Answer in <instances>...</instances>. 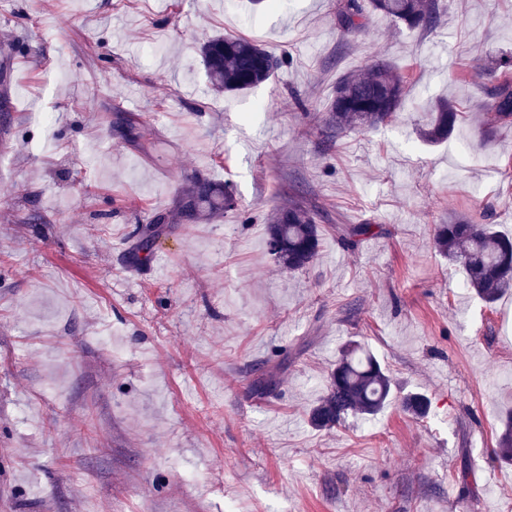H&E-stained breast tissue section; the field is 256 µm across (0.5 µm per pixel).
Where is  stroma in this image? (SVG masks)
<instances>
[{
	"mask_svg": "<svg viewBox=\"0 0 512 512\" xmlns=\"http://www.w3.org/2000/svg\"><path fill=\"white\" fill-rule=\"evenodd\" d=\"M9 0L0 9V512H512L497 460L512 408V295L488 304L433 245L469 215L512 235V125H484V70L512 54V0H441L430 30L336 0ZM244 36L271 81L211 90L199 46ZM407 78L394 119L319 123L374 56ZM465 117L417 135L427 104ZM468 157L457 161V141ZM234 210L184 221L197 176ZM321 230L280 269L266 218ZM164 215L149 259L126 257ZM371 225L356 247L340 239ZM361 343L427 418L390 404L311 427L343 344ZM272 377L271 391H255ZM428 119L426 124L418 129L419 137L430 143H439L447 140L453 133L458 113L453 100L439 98L428 106ZM269 252L283 269H307L320 249L319 226L314 214L299 205L276 209L267 224Z\"/></svg>",
	"mask_w": 512,
	"mask_h": 512,
	"instance_id": "35a3bbf8",
	"label": "stroma"
}]
</instances>
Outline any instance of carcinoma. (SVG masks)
Wrapping results in <instances>:
<instances>
[{
    "instance_id": "cac0c4a2",
    "label": "carcinoma",
    "mask_w": 512,
    "mask_h": 512,
    "mask_svg": "<svg viewBox=\"0 0 512 512\" xmlns=\"http://www.w3.org/2000/svg\"><path fill=\"white\" fill-rule=\"evenodd\" d=\"M336 11L347 30L364 26L368 12L382 13L410 28L432 29L440 22L439 0H337ZM200 55L210 84L220 92H245L267 82L281 60L256 41L244 37L216 36L204 42ZM490 76L495 80L487 104L492 124L512 122V57L502 56ZM405 96L402 75L382 60L343 77L337 84L328 109V127L372 129L392 119ZM426 124L419 137L430 143L442 142L453 133L458 113L453 100L439 98L428 106ZM234 209L231 192L206 179L194 180L183 194L182 210L189 219H207ZM161 219L138 227V249L130 256L134 265L148 259L150 240ZM269 252L282 268L300 271L308 268L320 249L319 226L314 214L299 205L276 209L267 224ZM438 251L448 263L460 267L466 284L488 304L512 291V237L474 224L468 218L453 224H440L434 235ZM391 394V380L380 363L357 344L343 350L332 372L327 392L309 413V421L319 430H331L350 416L376 415ZM403 409L415 418L429 412V399L418 392L402 399ZM498 456L512 461V412L505 416L498 436Z\"/></svg>"
}]
</instances>
